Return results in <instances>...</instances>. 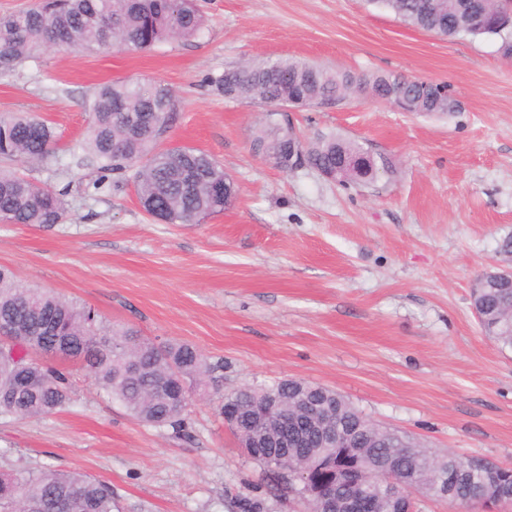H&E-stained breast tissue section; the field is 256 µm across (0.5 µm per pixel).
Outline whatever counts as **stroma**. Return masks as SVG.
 <instances>
[{"mask_svg":"<svg viewBox=\"0 0 512 512\" xmlns=\"http://www.w3.org/2000/svg\"><path fill=\"white\" fill-rule=\"evenodd\" d=\"M195 38L142 52L47 49L0 76V114L32 112L51 156L18 163L61 193L52 226L0 223V266L19 283L90 305L109 323L223 359L221 388L194 390L191 438L132 418L72 370V401L0 414V471L53 466L108 483L120 512H304L270 487L218 413L222 393L278 378L334 388L432 451L512 467V350L484 336L476 279L512 236V59L492 38H445L365 0H197ZM294 57L355 74L446 84L447 114L364 96L289 111L302 139L335 132L391 158L376 184L284 172L251 149L268 108L207 82L247 59ZM139 79L180 100L166 142L223 165L238 195L198 224H163L126 177L90 192L79 142L102 84Z\"/></svg>","mask_w":512,"mask_h":512,"instance_id":"35a3bbf8","label":"stroma"}]
</instances>
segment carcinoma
<instances>
[{"label":"carcinoma","instance_id":"obj_1","mask_svg":"<svg viewBox=\"0 0 512 512\" xmlns=\"http://www.w3.org/2000/svg\"><path fill=\"white\" fill-rule=\"evenodd\" d=\"M392 11L405 23L442 37L489 36L501 40V53L512 57V24L502 15L501 0H366ZM205 19L194 0H37L26 9L0 17V73H8L37 51L53 47L87 53L110 47L142 51L174 38L190 39L204 28ZM222 93L237 99H257L278 106L302 97L306 107L340 101L351 94L378 100H407L410 112H451L455 102L448 86L401 74L354 75L331 72L290 57L255 59L224 69L210 78ZM179 99L165 86L139 81L101 86L91 103L92 122L82 151L96 164L101 188L111 175H130L144 211L170 224H196L221 213L235 200L237 187L228 180L225 195L211 184L226 174L206 152L191 147L158 148L162 134L178 116ZM54 145V132L46 122L28 112L0 116V159L37 162ZM289 127L267 113L254 133L251 148L258 154L288 159ZM308 165L315 170L336 167L342 160H357L339 175L340 184L368 186L379 174L394 172V162L375 155L356 141L336 133L318 134L303 145ZM66 209L60 194L27 178L0 169V222L5 224H62ZM472 308L480 310L479 323L487 337L512 348V283H500L471 294ZM0 324H22L30 340L0 353V413L37 417L67 407L72 384L65 363L80 365L96 388L122 405L139 422L170 427L192 438L189 406L172 401L171 376L181 374L188 389L205 379L218 388L224 379V360H208L189 343H154L132 327L108 324L94 309L39 288L22 286L13 272L0 267ZM44 358L45 382L18 387L27 353ZM258 395H222V400L244 412L262 404L266 395L279 396L283 406L308 395L313 385L286 388L283 381L256 385ZM325 399L336 403L338 420L355 428L365 415L342 395L328 389ZM378 446L323 448L310 437L291 449L294 472L305 473L313 489L338 484L364 494L366 512H389L384 491L369 485L367 476L378 463H387L414 484L420 493L450 501L481 497L489 483L512 493V472L492 469L467 471L465 457L453 452L438 455L426 448H401L386 434ZM462 473L453 493H448V473ZM24 499L18 501L11 487ZM70 500L77 512H117L112 488L76 471L50 467L0 474V512H46L53 501Z\"/></svg>","mask_w":512,"mask_h":512}]
</instances>
